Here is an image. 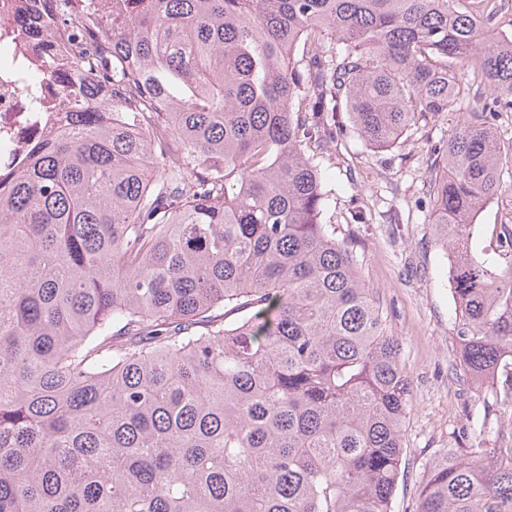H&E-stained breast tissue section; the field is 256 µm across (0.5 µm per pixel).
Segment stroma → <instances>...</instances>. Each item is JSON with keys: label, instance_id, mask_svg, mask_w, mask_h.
Segmentation results:
<instances>
[{"label": "stroma", "instance_id": "stroma-1", "mask_svg": "<svg viewBox=\"0 0 512 512\" xmlns=\"http://www.w3.org/2000/svg\"><path fill=\"white\" fill-rule=\"evenodd\" d=\"M460 118L446 112L418 124L383 152L369 150L351 133L328 144L320 157L332 189L322 221L332 225L337 238L354 242L363 276L383 305L387 332L401 343L413 386L404 424L407 478L397 487L393 512H412L418 481L443 449L469 447L478 436L491 444L512 427V405L478 401L455 374L448 264L423 194L426 144L447 139ZM497 127L505 157L500 191L478 215L470 249L488 266L502 269L512 264V256L496 248L502 225H512V111L499 115ZM357 207L370 214L369 223H351Z\"/></svg>", "mask_w": 512, "mask_h": 512}]
</instances>
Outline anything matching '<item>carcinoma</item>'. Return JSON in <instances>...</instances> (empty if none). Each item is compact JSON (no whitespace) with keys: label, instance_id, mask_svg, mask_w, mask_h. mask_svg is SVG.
I'll list each match as a JSON object with an SVG mask.
<instances>
[{"label":"carcinoma","instance_id":"1","mask_svg":"<svg viewBox=\"0 0 512 512\" xmlns=\"http://www.w3.org/2000/svg\"><path fill=\"white\" fill-rule=\"evenodd\" d=\"M59 2L21 26L63 126L0 174V512H392L411 383L306 147L462 113L428 223L460 376L512 403V264L469 254L512 36L460 0ZM415 512H512V439L444 452Z\"/></svg>","mask_w":512,"mask_h":512}]
</instances>
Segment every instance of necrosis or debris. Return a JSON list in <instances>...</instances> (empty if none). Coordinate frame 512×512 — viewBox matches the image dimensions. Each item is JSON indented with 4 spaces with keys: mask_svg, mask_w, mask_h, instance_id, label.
<instances>
[{
    "mask_svg": "<svg viewBox=\"0 0 512 512\" xmlns=\"http://www.w3.org/2000/svg\"><path fill=\"white\" fill-rule=\"evenodd\" d=\"M26 0H0V173L21 168L33 142L53 132L59 114L50 91L52 73L19 34L20 9ZM42 72L39 85L26 86L28 72ZM40 111H32L33 102Z\"/></svg>",
    "mask_w": 512,
    "mask_h": 512,
    "instance_id": "4bbe7bcc",
    "label": "necrosis or debris"
}]
</instances>
